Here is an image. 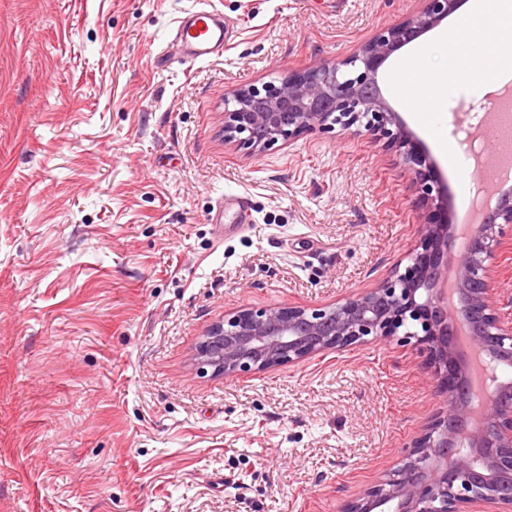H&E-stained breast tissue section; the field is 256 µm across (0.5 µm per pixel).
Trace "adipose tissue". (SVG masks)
<instances>
[{
  "label": "adipose tissue",
  "instance_id": "obj_1",
  "mask_svg": "<svg viewBox=\"0 0 512 512\" xmlns=\"http://www.w3.org/2000/svg\"><path fill=\"white\" fill-rule=\"evenodd\" d=\"M466 20L441 35L440 43L449 57L468 56L467 78L492 85L512 69V0H474Z\"/></svg>",
  "mask_w": 512,
  "mask_h": 512
}]
</instances>
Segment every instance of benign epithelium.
Instances as JSON below:
<instances>
[{"instance_id":"1","label":"benign epithelium","mask_w":512,"mask_h":512,"mask_svg":"<svg viewBox=\"0 0 512 512\" xmlns=\"http://www.w3.org/2000/svg\"><path fill=\"white\" fill-rule=\"evenodd\" d=\"M416 15L383 28L352 55L319 62L278 83L239 89L224 98V138L251 151L319 130H363L397 148L416 179L418 206L438 218L420 224L404 272L380 287L324 307L243 309L213 324L195 363L202 374L234 378L291 365L325 351L342 352L388 338L410 324L446 399L429 429L387 477L349 502L344 512H512V381L483 399L473 389L467 351L455 336L469 331L486 374L512 364V322L496 313L492 271L504 226L512 224V186L497 184L494 206L456 252V226L444 212L435 165L383 97L379 72L401 47L437 26L459 0H423ZM456 297L448 304V265Z\"/></svg>"}]
</instances>
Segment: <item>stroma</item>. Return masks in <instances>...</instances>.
I'll return each instance as SVG.
<instances>
[{"instance_id": "stroma-1", "label": "stroma", "mask_w": 512, "mask_h": 512, "mask_svg": "<svg viewBox=\"0 0 512 512\" xmlns=\"http://www.w3.org/2000/svg\"><path fill=\"white\" fill-rule=\"evenodd\" d=\"M420 0H0V512H342L444 406L394 337L225 379L197 345L243 308L320 307L403 271L413 174L370 135L254 153L224 98L346 58ZM235 32L197 64L176 18ZM385 98L453 206L492 201L462 159L500 95L462 80L445 114ZM457 146L441 156L430 131ZM242 194L247 212L223 206ZM223 207L231 232L217 237Z\"/></svg>"}]
</instances>
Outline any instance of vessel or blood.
Wrapping results in <instances>:
<instances>
[{
	"mask_svg": "<svg viewBox=\"0 0 512 512\" xmlns=\"http://www.w3.org/2000/svg\"><path fill=\"white\" fill-rule=\"evenodd\" d=\"M172 42L182 58L196 63L223 54L229 39L223 17L215 11L201 8L177 18Z\"/></svg>",
	"mask_w": 512,
	"mask_h": 512,
	"instance_id": "b4317fda",
	"label": "vessel or blood"
}]
</instances>
